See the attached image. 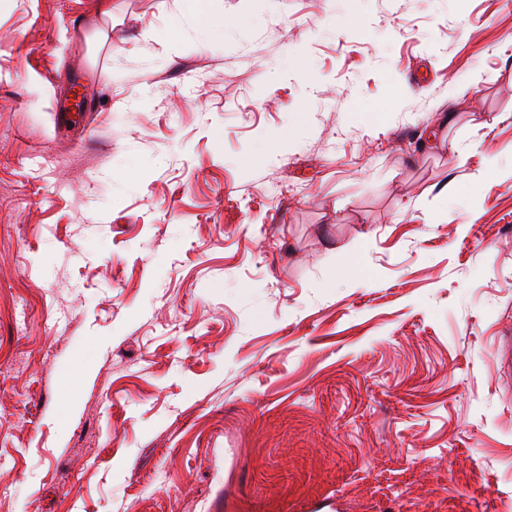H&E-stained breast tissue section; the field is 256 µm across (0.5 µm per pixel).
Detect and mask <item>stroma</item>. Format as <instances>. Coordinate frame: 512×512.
Returning <instances> with one entry per match:
<instances>
[{"mask_svg": "<svg viewBox=\"0 0 512 512\" xmlns=\"http://www.w3.org/2000/svg\"><path fill=\"white\" fill-rule=\"evenodd\" d=\"M98 2L0 0V512H512V0Z\"/></svg>", "mask_w": 512, "mask_h": 512, "instance_id": "stroma-1", "label": "stroma"}]
</instances>
